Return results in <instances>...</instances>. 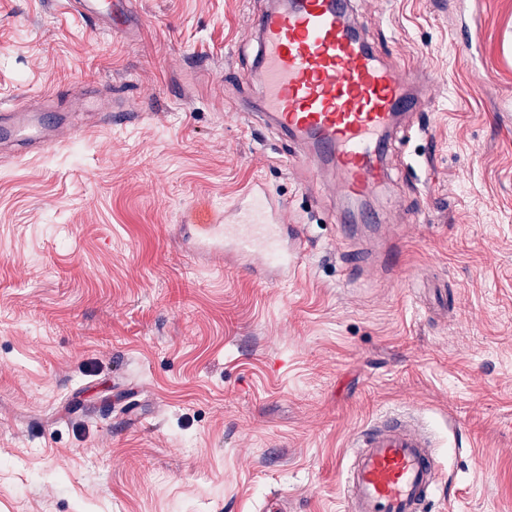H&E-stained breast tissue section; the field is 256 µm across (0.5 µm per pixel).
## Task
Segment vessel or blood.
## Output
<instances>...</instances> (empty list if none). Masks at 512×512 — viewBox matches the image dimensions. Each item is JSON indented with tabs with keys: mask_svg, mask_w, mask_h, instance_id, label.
<instances>
[{
	"mask_svg": "<svg viewBox=\"0 0 512 512\" xmlns=\"http://www.w3.org/2000/svg\"><path fill=\"white\" fill-rule=\"evenodd\" d=\"M70 13L124 31L117 0H68ZM261 116L288 141L308 145L304 160L331 168L334 194L348 210L376 197L387 179L399 116L435 105L418 97L411 72L388 64L353 20V0H271L250 18ZM81 126L46 124L25 103L0 110V135L25 152L83 135ZM197 240L236 252L253 278L277 284L295 273L310 240L286 224L284 206L256 180L218 216L193 227ZM442 464L431 430L415 414L391 410L357 429L343 470L346 512H429L441 490Z\"/></svg>",
	"mask_w": 512,
	"mask_h": 512,
	"instance_id": "obj_1",
	"label": "vessel or blood"
}]
</instances>
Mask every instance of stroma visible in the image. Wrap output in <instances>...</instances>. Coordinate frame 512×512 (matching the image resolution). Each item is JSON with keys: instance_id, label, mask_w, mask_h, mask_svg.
<instances>
[{"instance_id": "35a3bbf8", "label": "stroma", "mask_w": 512, "mask_h": 512, "mask_svg": "<svg viewBox=\"0 0 512 512\" xmlns=\"http://www.w3.org/2000/svg\"><path fill=\"white\" fill-rule=\"evenodd\" d=\"M116 36L58 0H0V104L72 90L138 118L41 154L0 145V512H342L351 434L433 428L432 512H512V0H356L389 61L446 71L431 141L402 129L374 232L253 126L250 16L268 0H127ZM308 229L276 285L193 252L182 225L253 179Z\"/></svg>"}]
</instances>
